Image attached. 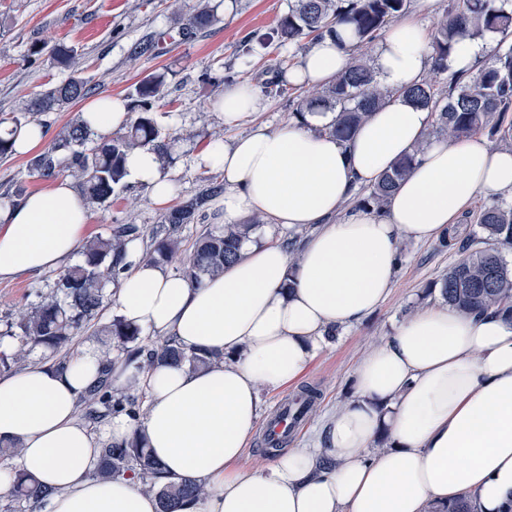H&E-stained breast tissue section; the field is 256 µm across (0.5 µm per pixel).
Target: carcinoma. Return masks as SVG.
I'll return each instance as SVG.
<instances>
[{"label":"carcinoma","mask_w":512,"mask_h":512,"mask_svg":"<svg viewBox=\"0 0 512 512\" xmlns=\"http://www.w3.org/2000/svg\"><path fill=\"white\" fill-rule=\"evenodd\" d=\"M509 0H455L448 14L431 33L432 66L429 77L402 92L412 104L433 112L435 120L426 138H461L475 132H486L502 138L512 136L508 120L512 108V9ZM408 0H291L288 14L282 17L269 37L281 45H292L306 36L319 39L346 25L357 39L360 55H351L348 68L336 75L323 89H314L297 103L300 113L313 107L336 113L329 132L338 138L350 137L370 113L392 96L377 80L367 58L373 44L389 21L406 11ZM214 19L209 0H200L197 13L187 22L176 21L173 30L184 38ZM496 37L488 63L479 67L465 82L453 81L448 90L440 87V76L448 70L446 61L454 43L462 36ZM51 58L64 67L76 70L74 50L61 44L51 48ZM165 77L150 74L137 83L132 96L140 107L139 116L125 132L99 137L83 120L68 124L40 154L30 160V167L44 177L67 170L77 180L86 199L105 205L115 190L124 186L123 162L127 152L143 148L153 151L160 164L172 159V145L162 136L153 116L155 105L162 99ZM90 88L83 78L71 75L31 98L23 108L25 121L14 120V126L25 123L37 126L39 116L88 95ZM420 150L401 159L375 184L369 186L360 203L381 210L400 181L412 169ZM215 184L182 201L161 217L169 233L155 241L141 260L168 263L182 252V240L176 233L182 226L193 224L205 216L207 204L218 193ZM477 224L487 239L503 246L512 245V204L497 199L483 206ZM262 226V219L252 218L248 224H224L205 229L182 262L181 273L188 280L200 283L206 277L224 272V267L238 257L241 240ZM140 232L135 224H115L107 237H97L83 248L82 259L59 275L51 292L30 307L18 311L16 322L9 325L4 336L12 337V328L20 330L21 340L10 353H0V369L9 370L28 356L29 348L43 347L54 353L66 348L74 336L93 329L96 336H106L100 358L102 370L97 383L84 399L85 415L90 420L126 412L136 415V405L124 388L114 387L110 372L113 352L125 355V362L137 368L179 364L193 367L212 362L208 356L188 355L174 341L160 339L149 350L136 343L140 331L114 316L104 324L94 325L105 300L107 288L118 283L127 268L129 244ZM435 286L448 306L464 314L495 308L512 317V265L501 251L486 246L469 250L448 267ZM318 399L312 388L300 391L298 407L292 410L297 419H304L315 410ZM125 474L135 475L144 491L158 501V512H177L180 503L189 497L207 494L203 484L190 480L164 481L161 465L138 441L109 443L101 448V462L92 473L98 480H110ZM42 492L24 473L17 474L11 497L13 510L25 512L36 503Z\"/></svg>","instance_id":"cac0c4a2"}]
</instances>
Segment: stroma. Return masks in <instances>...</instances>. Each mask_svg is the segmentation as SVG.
<instances>
[{
	"mask_svg": "<svg viewBox=\"0 0 512 512\" xmlns=\"http://www.w3.org/2000/svg\"><path fill=\"white\" fill-rule=\"evenodd\" d=\"M290 0H211L216 19L189 39L175 36L173 14L190 17L197 0H0V126L12 127L27 100L67 79L69 70L57 66L47 48L62 43L76 50L81 76L91 98L128 97L146 75L166 76L157 122L172 139V161L165 172L177 183L178 199L189 198L218 181L213 172L195 168L197 148L213 140H227L234 129L224 124L212 103L225 85L248 82L262 96L265 109L257 122L276 128L295 116L301 89L283 81L296 66L310 39L293 45L253 41L252 33L272 31L287 14ZM45 183L25 157L0 158V202L13 200L16 189L30 191ZM164 207L156 205L148 189L130 184L110 199L107 207L92 206L90 236L108 235L112 225L135 224L139 251L149 249L153 237L164 234ZM483 232L477 224H461L451 247L440 242L401 241V261L392 291L373 315L339 330L313 360L304 384L317 388L313 415L288 438L296 447L315 435L322 418L345 404L352 393L353 370L372 344L391 336L393 329L423 302V291L445 274L450 265L475 248ZM57 270L30 273L0 282V332L14 313L37 302L49 291ZM291 391L262 398L261 420L244 462L259 469L274 459L264 438L267 422Z\"/></svg>",
	"mask_w": 512,
	"mask_h": 512,
	"instance_id": "obj_1",
	"label": "stroma"
}]
</instances>
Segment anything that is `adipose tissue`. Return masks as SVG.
Here are the masks:
<instances>
[{"instance_id": "obj_1", "label": "adipose tissue", "mask_w": 512, "mask_h": 512, "mask_svg": "<svg viewBox=\"0 0 512 512\" xmlns=\"http://www.w3.org/2000/svg\"><path fill=\"white\" fill-rule=\"evenodd\" d=\"M434 3L414 0L413 17L377 42L373 66L393 96L349 138L328 132L329 112H304L274 130L252 123L264 108L261 95L245 83L225 87L213 107L243 132L195 156L197 168L221 178L215 220L244 224L258 215L308 230L297 261L279 243L250 239L223 275L199 285L165 265L137 262L113 287L118 316L155 338L174 337L185 352L220 354L221 362L200 370L114 365L113 384L135 383L146 405L138 417L113 415L97 431L79 417L100 368L96 348L61 367L0 376V443L23 448L17 467L0 466V495L22 472L47 492L37 512H156L136 479L90 477L105 444L139 437L169 480L208 485L205 499L180 512H437L464 495L480 512H512V321L492 311L421 306L359 361L351 399L324 419L316 442L261 469L241 463L262 392L297 383L332 330L381 307L401 240L448 236L478 196L512 198V146L481 134L426 139L432 113L400 95L431 66L430 34L417 17ZM354 42L338 27L313 43L288 82L327 84L347 67ZM83 113L101 136L131 121L123 99L112 96L87 102ZM418 144L422 152L384 211H346L359 187ZM125 170L157 205L177 191L152 152H130ZM90 217L64 178L0 206V280L65 264Z\"/></svg>"}]
</instances>
